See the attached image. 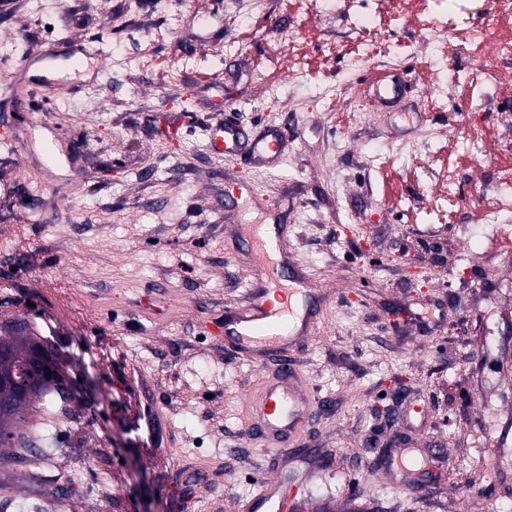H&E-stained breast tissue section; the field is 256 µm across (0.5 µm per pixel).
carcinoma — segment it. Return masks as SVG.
Segmentation results:
<instances>
[{"instance_id":"1","label":"carcinoma","mask_w":512,"mask_h":512,"mask_svg":"<svg viewBox=\"0 0 512 512\" xmlns=\"http://www.w3.org/2000/svg\"><path fill=\"white\" fill-rule=\"evenodd\" d=\"M38 346L20 323L0 336V400L10 402L0 408L1 448L14 447L29 414L36 408L65 415L72 407L83 405L81 384L68 376L55 357H49L39 367L30 363V354Z\"/></svg>"}]
</instances>
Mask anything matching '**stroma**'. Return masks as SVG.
I'll return each mask as SVG.
<instances>
[{
	"instance_id": "obj_1",
	"label": "stroma",
	"mask_w": 512,
	"mask_h": 512,
	"mask_svg": "<svg viewBox=\"0 0 512 512\" xmlns=\"http://www.w3.org/2000/svg\"><path fill=\"white\" fill-rule=\"evenodd\" d=\"M303 26V74L288 30ZM346 15L306 0H0V326L25 323L83 387L63 421L52 491L0 470V512H238L287 469L275 512H319L361 489L363 512H512V458L497 452L512 383L500 378L512 252L485 240L475 195L501 152L512 68L475 98L464 82L435 107L417 96L427 49L403 60L415 93L382 101L345 76ZM343 51L329 55V43ZM59 44L57 57L22 60ZM103 59L75 70L73 50ZM280 131L276 156L217 152L209 135ZM425 149L399 144L422 127ZM57 131L46 163L34 140ZM478 137L485 155L462 149ZM456 171L461 205L433 206ZM283 227L317 285L315 328L288 357L325 401L283 463L253 431L274 363L241 359L221 330L258 274L246 225ZM82 308L69 316L65 302ZM424 420L406 426L411 405ZM437 455L418 489L379 458L393 438Z\"/></svg>"
}]
</instances>
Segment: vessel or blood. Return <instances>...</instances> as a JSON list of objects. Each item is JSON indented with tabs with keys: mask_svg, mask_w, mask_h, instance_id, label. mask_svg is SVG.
I'll list each match as a JSON object with an SVG mask.
<instances>
[{
	"mask_svg": "<svg viewBox=\"0 0 512 512\" xmlns=\"http://www.w3.org/2000/svg\"><path fill=\"white\" fill-rule=\"evenodd\" d=\"M253 236L260 256L270 262L269 275L250 289L244 305L225 312L224 335L243 360L261 364L272 355L290 350L294 341L308 331L309 316L301 312L298 300L314 292L315 285L304 276L282 283L274 258L285 250L283 238L268 234L261 225L254 227ZM317 402L315 392L302 384L295 365L283 364L259 397L252 428L263 433L275 451H284L302 418ZM412 454L409 448H388L381 458L383 467L399 470L402 481L409 486L418 484L422 475L421 470L404 466ZM281 483L277 475L263 480L260 491L246 502L243 512H266Z\"/></svg>",
	"mask_w": 512,
	"mask_h": 512,
	"instance_id": "b4317fda",
	"label": "vessel or blood"
}]
</instances>
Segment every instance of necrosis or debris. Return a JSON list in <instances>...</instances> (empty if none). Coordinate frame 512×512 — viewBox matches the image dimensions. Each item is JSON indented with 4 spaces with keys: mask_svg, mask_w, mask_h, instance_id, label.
<instances>
[{
    "mask_svg": "<svg viewBox=\"0 0 512 512\" xmlns=\"http://www.w3.org/2000/svg\"><path fill=\"white\" fill-rule=\"evenodd\" d=\"M455 11L443 9V0H368L367 13L355 17L354 28L359 42L351 55L349 67L357 71L379 55L410 54L413 46L397 47L378 37L379 31L412 14L423 43L431 54V71L423 88L425 97L439 100L448 92V58L437 37L445 35L461 41L479 63L468 73L473 87L487 88L500 81V68L512 64V32L506 23L512 22V0H455ZM496 187L492 201L481 204L484 233L487 238L512 242V168L495 174Z\"/></svg>",
    "mask_w": 512,
    "mask_h": 512,
    "instance_id": "4bbe7bcc",
    "label": "necrosis or debris"
}]
</instances>
